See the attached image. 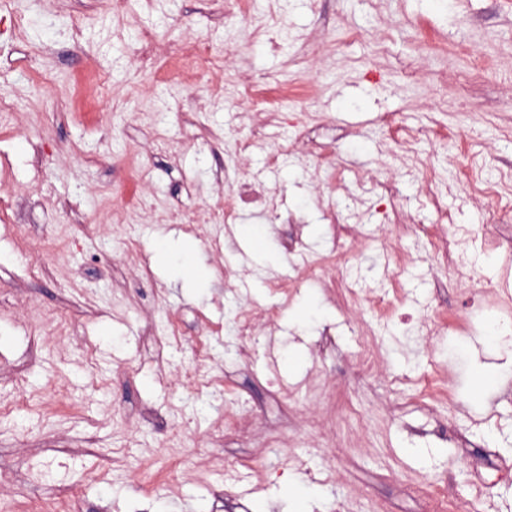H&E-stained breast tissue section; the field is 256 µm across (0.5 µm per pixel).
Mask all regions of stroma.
Returning <instances> with one entry per match:
<instances>
[{
    "mask_svg": "<svg viewBox=\"0 0 512 512\" xmlns=\"http://www.w3.org/2000/svg\"><path fill=\"white\" fill-rule=\"evenodd\" d=\"M145 31L164 49L208 39L224 69L208 84L142 69ZM90 71L109 101L74 98ZM240 83L265 98L264 128ZM1 97L21 104L0 118V198L22 233L0 223V510L18 474L32 505L73 495L83 512H334L359 494L365 512H433L415 482L463 500L490 459L512 464V353L488 361V324L463 329L469 299L415 233L437 220L424 170L456 180V224L484 222L471 181L512 200V0H251L229 19L224 0H127L120 16L109 0H0ZM256 133L263 149L229 153ZM231 167L275 188L295 223L252 209L217 229L154 222L216 203ZM379 181L394 199L372 195ZM138 195L131 261L112 206ZM330 208L353 229L341 268L326 261ZM61 232L64 255L36 264ZM168 244L195 282L161 260ZM469 262L512 308V246L475 244ZM389 286L397 311L379 323L371 298ZM240 308L257 315L248 355ZM59 316L69 336L32 354L29 327ZM365 324L388 339L379 370L337 398L322 447L307 438L319 395L351 372ZM203 337L200 383L182 385ZM436 371L444 408L391 383ZM228 406L249 410L248 438L216 429Z\"/></svg>",
    "mask_w": 512,
    "mask_h": 512,
    "instance_id": "stroma-1",
    "label": "stroma"
}]
</instances>
